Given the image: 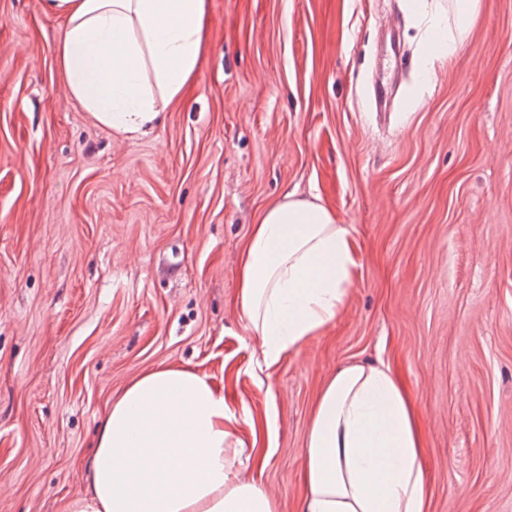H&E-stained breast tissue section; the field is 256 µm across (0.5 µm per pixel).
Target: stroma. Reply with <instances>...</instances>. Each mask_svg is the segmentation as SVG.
Returning a JSON list of instances; mask_svg holds the SVG:
<instances>
[{
	"label": "stroma",
	"instance_id": "1",
	"mask_svg": "<svg viewBox=\"0 0 512 512\" xmlns=\"http://www.w3.org/2000/svg\"><path fill=\"white\" fill-rule=\"evenodd\" d=\"M440 11L468 30L427 74ZM63 27L49 0H0V512L85 494L104 409L162 366L223 393L242 476L299 512L314 403L356 361L418 410L429 512H512V0L416 20L406 0H208L197 77L144 135L75 100ZM290 193L350 226L357 267L332 325L268 368L238 265Z\"/></svg>",
	"mask_w": 512,
	"mask_h": 512
}]
</instances>
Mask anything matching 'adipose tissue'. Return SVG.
<instances>
[{"label":"adipose tissue","instance_id":"1","mask_svg":"<svg viewBox=\"0 0 512 512\" xmlns=\"http://www.w3.org/2000/svg\"><path fill=\"white\" fill-rule=\"evenodd\" d=\"M65 21L57 54L73 97L128 134L156 124L197 71L207 0H50ZM356 257L327 206L286 195L252 225L236 299L271 366L326 330L346 304ZM238 420L196 371L159 367L100 418L88 491L64 512H277L236 472ZM424 441L409 397L384 364L337 370L316 400L302 451L299 512H428Z\"/></svg>","mask_w":512,"mask_h":512}]
</instances>
